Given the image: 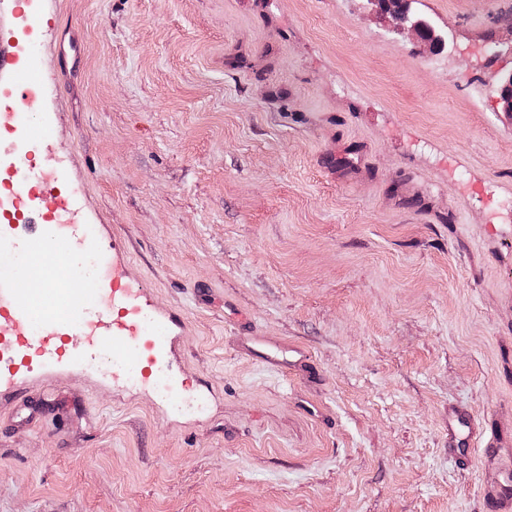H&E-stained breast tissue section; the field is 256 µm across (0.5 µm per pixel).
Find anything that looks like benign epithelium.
I'll use <instances>...</instances> for the list:
<instances>
[{"label": "benign epithelium", "mask_w": 512, "mask_h": 512, "mask_svg": "<svg viewBox=\"0 0 512 512\" xmlns=\"http://www.w3.org/2000/svg\"><path fill=\"white\" fill-rule=\"evenodd\" d=\"M375 11L390 18V30L409 37L438 55L448 50V31L426 20L416 7V0H368Z\"/></svg>", "instance_id": "benign-epithelium-1"}]
</instances>
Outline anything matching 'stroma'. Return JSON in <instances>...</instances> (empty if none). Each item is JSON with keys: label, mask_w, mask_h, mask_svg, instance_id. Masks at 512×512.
Here are the masks:
<instances>
[{"label": "stroma", "mask_w": 512, "mask_h": 512, "mask_svg": "<svg viewBox=\"0 0 512 512\" xmlns=\"http://www.w3.org/2000/svg\"><path fill=\"white\" fill-rule=\"evenodd\" d=\"M40 0L26 130L71 210L24 297L118 253L186 405L77 367L0 371V512H483L448 411L512 412V0ZM304 345L320 385L241 357ZM417 0H368L380 15L390 18V30L428 47L432 54L447 51L448 31L426 20L416 7Z\"/></svg>", "instance_id": "1"}]
</instances>
